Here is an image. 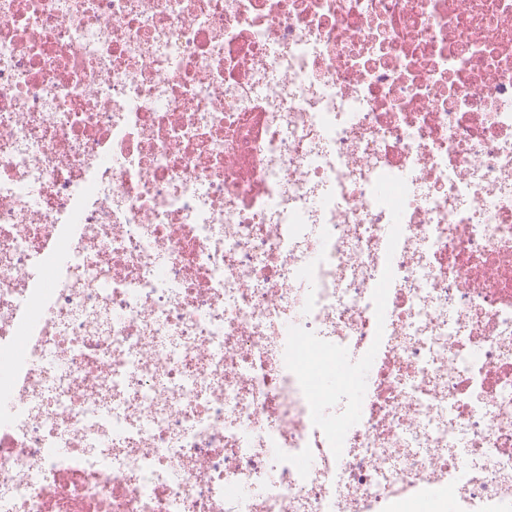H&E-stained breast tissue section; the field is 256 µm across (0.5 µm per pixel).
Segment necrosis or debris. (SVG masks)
Masks as SVG:
<instances>
[{
    "mask_svg": "<svg viewBox=\"0 0 512 512\" xmlns=\"http://www.w3.org/2000/svg\"><path fill=\"white\" fill-rule=\"evenodd\" d=\"M512 512V0H0V512Z\"/></svg>",
    "mask_w": 512,
    "mask_h": 512,
    "instance_id": "1",
    "label": "necrosis or debris"
}]
</instances>
